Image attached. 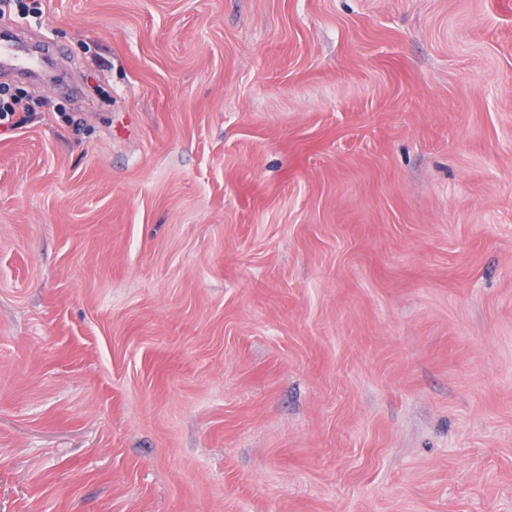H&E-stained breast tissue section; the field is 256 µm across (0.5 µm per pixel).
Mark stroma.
I'll return each mask as SVG.
<instances>
[{
	"label": "stroma",
	"mask_w": 512,
	"mask_h": 512,
	"mask_svg": "<svg viewBox=\"0 0 512 512\" xmlns=\"http://www.w3.org/2000/svg\"><path fill=\"white\" fill-rule=\"evenodd\" d=\"M44 8L0 512H512V0Z\"/></svg>",
	"instance_id": "1"
}]
</instances>
